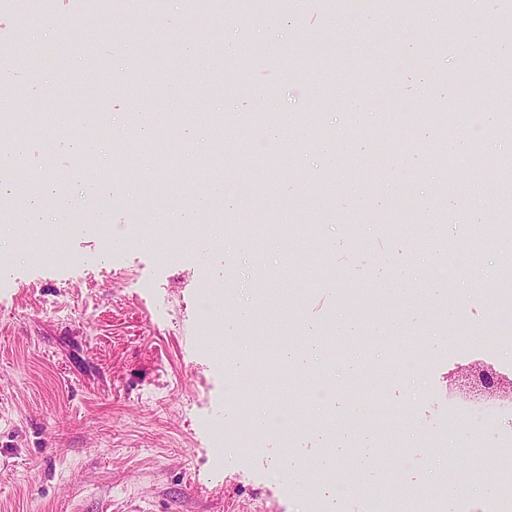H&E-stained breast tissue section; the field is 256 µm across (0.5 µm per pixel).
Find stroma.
I'll return each mask as SVG.
<instances>
[{
  "mask_svg": "<svg viewBox=\"0 0 512 512\" xmlns=\"http://www.w3.org/2000/svg\"><path fill=\"white\" fill-rule=\"evenodd\" d=\"M412 2L390 13L362 0L338 10L290 0L287 12L255 20L250 0L204 9L116 0L94 15L85 0H46L29 23L0 5V86L23 111L128 126V156L107 139L95 162L130 190L101 219L70 145L30 138L28 165H42V182L71 211L43 191L22 194L17 209L37 211L43 226L0 244V512H321L303 493L312 461L346 445L352 428L363 444L337 456L343 470L374 447L402 465L405 449L432 438L424 469L400 476L409 512L423 494L434 512H459L447 492L456 469L475 475L471 501L496 494L491 445L479 422L449 424L446 391L474 365L512 378L511 343L459 327L465 317L490 324L512 236L461 157L450 184L425 145L446 135L436 114L452 106L485 125L488 158L505 153L495 125L504 99L482 94L456 59L493 72L512 15L498 0H460L451 15ZM19 41L37 70L14 58ZM152 112L182 116L177 157L162 158L133 129L135 115ZM263 112L291 122L319 113L331 137L294 145L251 123ZM393 113L403 125L389 126ZM206 115L249 125L262 146L254 166L229 132L223 169L199 175L214 148ZM374 126L387 127L389 154L364 182L355 172ZM278 158L279 176L268 169ZM213 181L222 191L206 193ZM306 222L319 226L325 256L290 234ZM468 225L497 234V251L435 280L448 241ZM39 246L71 260L32 261ZM300 336L317 351L302 371L280 355ZM391 349L420 374L384 370ZM244 355L252 374L241 386L230 370ZM315 383L334 401L310 397ZM235 388L268 408L300 406L313 429L260 432L246 454L216 447L212 426L230 422ZM372 414L397 425L386 445L358 423ZM330 420L340 436L324 437Z\"/></svg>",
  "mask_w": 512,
  "mask_h": 512,
  "instance_id": "obj_1",
  "label": "stroma"
}]
</instances>
